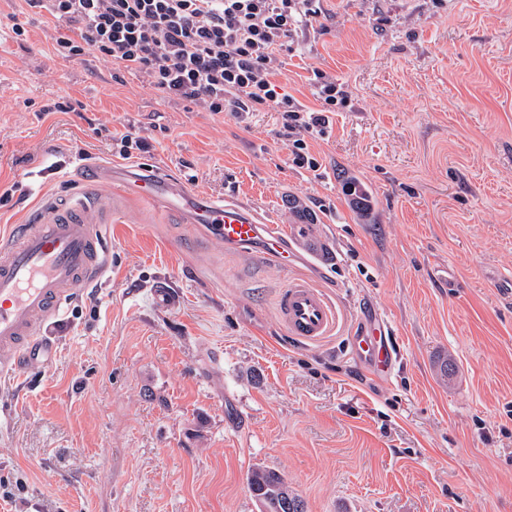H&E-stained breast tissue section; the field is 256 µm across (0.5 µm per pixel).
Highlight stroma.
<instances>
[{
    "instance_id": "obj_1",
    "label": "stroma",
    "mask_w": 512,
    "mask_h": 512,
    "mask_svg": "<svg viewBox=\"0 0 512 512\" xmlns=\"http://www.w3.org/2000/svg\"><path fill=\"white\" fill-rule=\"evenodd\" d=\"M320 8L280 78L309 108L312 70L343 94L304 136L312 171L278 113L214 115L141 73L113 80L94 53L55 54L44 9L0 0V226L71 192V161L119 163L117 131L149 144L132 165L254 206L298 255L283 272L99 186L109 274L65 307L41 371L0 374V512H260L257 466L307 512H512V0ZM61 97L77 111H45ZM290 275L336 305L321 343L279 323ZM160 281L178 303L152 301ZM371 322L394 351L386 379L347 352Z\"/></svg>"
}]
</instances>
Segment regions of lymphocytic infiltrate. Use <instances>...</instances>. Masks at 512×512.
Segmentation results:
<instances>
[{
    "instance_id": "1",
    "label": "lymphocytic infiltrate",
    "mask_w": 512,
    "mask_h": 512,
    "mask_svg": "<svg viewBox=\"0 0 512 512\" xmlns=\"http://www.w3.org/2000/svg\"><path fill=\"white\" fill-rule=\"evenodd\" d=\"M68 29L53 42L66 58L93 52L116 70H135L162 97L212 114L281 113L296 164L317 170L301 134L325 133L335 83L315 73L318 108L283 92L280 57L302 20L320 15L317 0H26Z\"/></svg>"
}]
</instances>
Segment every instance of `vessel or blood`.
Segmentation results:
<instances>
[{
    "label": "vessel or blood",
    "mask_w": 512,
    "mask_h": 512,
    "mask_svg": "<svg viewBox=\"0 0 512 512\" xmlns=\"http://www.w3.org/2000/svg\"><path fill=\"white\" fill-rule=\"evenodd\" d=\"M80 182L119 189L157 209L182 208L190 224L233 248L258 246L260 256L281 270L293 268L292 243L256 211L228 198H190L186 187L160 168L128 169L84 165ZM112 214L101 201L47 197L27 219L0 237V372L41 369L51 352L46 339L61 312L109 270ZM278 318L286 334L316 344L333 334L334 304L312 282L290 278L279 288ZM353 357L370 358L383 372L391 368L387 346L377 331L350 339Z\"/></svg>",
    "instance_id": "1"
}]
</instances>
